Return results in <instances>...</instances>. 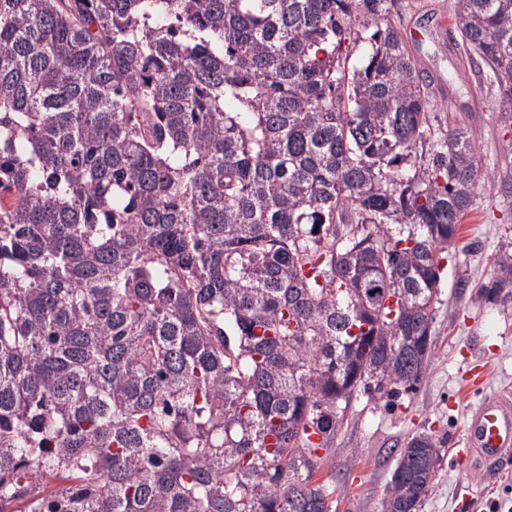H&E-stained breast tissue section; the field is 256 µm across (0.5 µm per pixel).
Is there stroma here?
I'll return each mask as SVG.
<instances>
[{
	"mask_svg": "<svg viewBox=\"0 0 512 512\" xmlns=\"http://www.w3.org/2000/svg\"><path fill=\"white\" fill-rule=\"evenodd\" d=\"M450 13V0H397L389 20L426 78L444 85L450 116L474 131L479 167L493 171L512 149V125L492 108V88L476 92L479 76L453 48L455 27L428 37L433 18ZM510 244L512 205L485 184L447 253L434 352L420 387L392 407L359 393L322 455L317 478L329 487L331 512H382L395 449L422 433L446 445L421 512H512V461L487 476L461 453L472 410L486 397L512 394V285L491 301L479 293L498 276L499 256Z\"/></svg>",
	"mask_w": 512,
	"mask_h": 512,
	"instance_id": "1",
	"label": "stroma"
}]
</instances>
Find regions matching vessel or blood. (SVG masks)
<instances>
[{
	"label": "vessel or blood",
	"instance_id": "vessel-or-blood-1",
	"mask_svg": "<svg viewBox=\"0 0 512 512\" xmlns=\"http://www.w3.org/2000/svg\"><path fill=\"white\" fill-rule=\"evenodd\" d=\"M466 450L478 467L489 468L512 454V399L493 396L484 399L467 423Z\"/></svg>",
	"mask_w": 512,
	"mask_h": 512
}]
</instances>
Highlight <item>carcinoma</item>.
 Instances as JSON below:
<instances>
[{"label": "carcinoma", "mask_w": 512, "mask_h": 512, "mask_svg": "<svg viewBox=\"0 0 512 512\" xmlns=\"http://www.w3.org/2000/svg\"><path fill=\"white\" fill-rule=\"evenodd\" d=\"M395 2L0 0V512H329L319 451L416 390L461 218L512 197ZM451 8L512 120V0Z\"/></svg>", "instance_id": "carcinoma-1"}]
</instances>
